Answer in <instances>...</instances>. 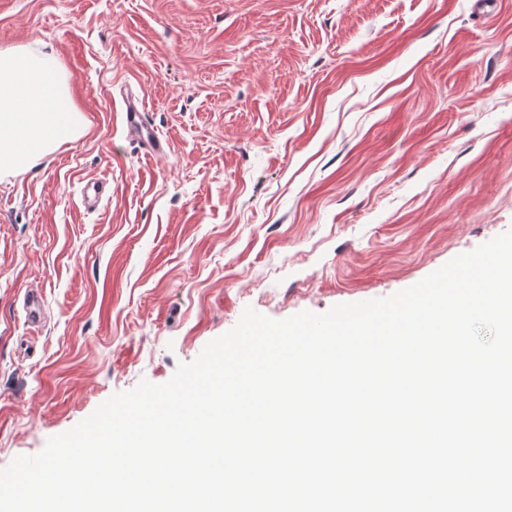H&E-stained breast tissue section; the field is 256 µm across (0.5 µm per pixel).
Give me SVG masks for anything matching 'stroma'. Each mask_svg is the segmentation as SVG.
Returning <instances> with one entry per match:
<instances>
[{"mask_svg": "<svg viewBox=\"0 0 512 512\" xmlns=\"http://www.w3.org/2000/svg\"><path fill=\"white\" fill-rule=\"evenodd\" d=\"M493 11L0 0V49L52 56L85 119L0 171V468L245 308L386 297L512 229V0ZM129 94L163 154L129 136Z\"/></svg>", "mask_w": 512, "mask_h": 512, "instance_id": "35a3bbf8", "label": "stroma"}]
</instances>
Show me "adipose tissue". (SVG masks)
Masks as SVG:
<instances>
[{
  "mask_svg": "<svg viewBox=\"0 0 512 512\" xmlns=\"http://www.w3.org/2000/svg\"><path fill=\"white\" fill-rule=\"evenodd\" d=\"M84 127L53 59L23 47L0 51V171L29 169Z\"/></svg>",
  "mask_w": 512,
  "mask_h": 512,
  "instance_id": "1",
  "label": "adipose tissue"
}]
</instances>
